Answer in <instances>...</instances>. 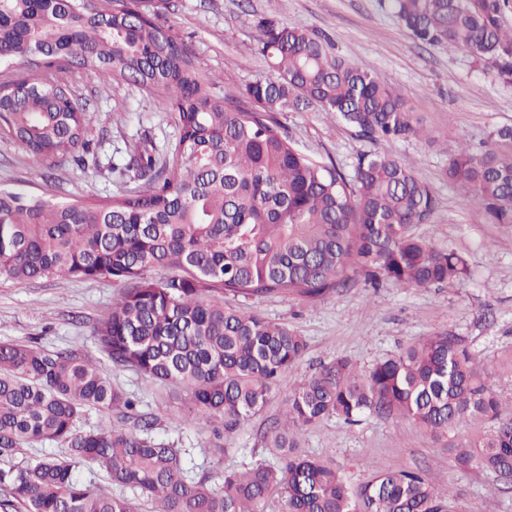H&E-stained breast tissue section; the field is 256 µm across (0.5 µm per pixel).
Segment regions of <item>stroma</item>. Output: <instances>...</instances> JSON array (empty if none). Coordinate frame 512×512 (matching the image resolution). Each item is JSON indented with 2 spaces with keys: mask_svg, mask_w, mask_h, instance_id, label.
<instances>
[{
  "mask_svg": "<svg viewBox=\"0 0 512 512\" xmlns=\"http://www.w3.org/2000/svg\"><path fill=\"white\" fill-rule=\"evenodd\" d=\"M264 17L327 37L337 55L372 66L414 106L428 138L395 141L385 149L411 163L433 187L438 209L417 231L437 247L452 246L466 257L465 281L430 288L388 281L376 289L358 281L314 305L282 297L262 300L258 308L264 316L296 329L308 349L281 378L264 411L225 434L227 452L220 455L208 426L181 425L171 417L184 396L181 388L159 386L99 356L92 327L111 309L121 291L118 284L50 279L21 286L0 277V342L35 339L49 349L69 345L97 358L101 373L136 394L142 411L169 407L156 437L189 449L194 464L214 473L268 460L261 436L283 399L336 358L366 370L422 337L448 331L465 337L490 363L512 348V225L489 223L443 173L444 143L480 148L491 131L512 126V83L497 79L464 52L417 42L380 0H168L160 21L184 40L199 68L215 77L213 94L220 99L225 91L269 74L254 45L255 25ZM69 81L87 109L89 152L83 161L51 168L0 130V188L61 202L106 199L140 188L121 165L143 148L160 161L171 157L179 139L174 113L122 82L106 84L77 71ZM279 120L303 152L333 161L347 173L357 155L375 148L331 112L312 107L280 113ZM301 446L335 460L354 484L375 469L420 468L447 489L453 512H512V482L478 469L459 470L443 443L406 421L369 417L347 426L332 418L305 433Z\"/></svg>",
  "mask_w": 512,
  "mask_h": 512,
  "instance_id": "35a3bbf8",
  "label": "stroma"
}]
</instances>
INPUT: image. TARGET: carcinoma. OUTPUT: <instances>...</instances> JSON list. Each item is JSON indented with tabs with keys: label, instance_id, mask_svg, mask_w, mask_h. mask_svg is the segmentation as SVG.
<instances>
[{
	"label": "carcinoma",
	"instance_id": "carcinoma-1",
	"mask_svg": "<svg viewBox=\"0 0 512 512\" xmlns=\"http://www.w3.org/2000/svg\"><path fill=\"white\" fill-rule=\"evenodd\" d=\"M417 40L462 50L512 82V0H389ZM166 0H0V62L33 75L0 85V129L39 161L83 160L90 128L65 76L75 70L134 86L175 113L180 129L162 165L133 158L145 187L110 201L53 202L0 189V277L19 285L67 278L121 285L93 326L99 352L120 369L185 392L177 420L215 435L262 412L281 376L303 359L296 330L239 302L283 296L316 304L362 277L411 288L460 282L465 257L416 232L438 202L431 186L386 152L362 153L348 175L314 160L277 114L318 106L359 138H425L413 107L366 65L330 51L324 37L263 18L257 51L271 74L224 99L184 44L161 26ZM448 182L463 187L493 224H512V127L475 152L448 153ZM512 385V349L495 370L464 338L437 333L357 371L325 364L288 393L263 436L276 458L244 471L194 473L188 449L157 438L159 413L139 411L95 361L70 348L0 342V461L30 444L63 455L0 466V512H448V490L421 470H376L352 486L336 461L298 451L302 435L335 418L399 419L436 439L475 418L483 433L448 444L462 470L512 479V408L490 374ZM92 409L115 410L105 430H80ZM94 468L132 497L103 493Z\"/></svg>",
	"mask_w": 512,
	"mask_h": 512
}]
</instances>
